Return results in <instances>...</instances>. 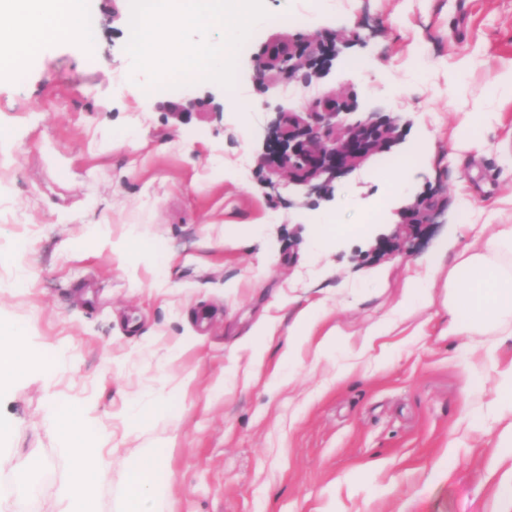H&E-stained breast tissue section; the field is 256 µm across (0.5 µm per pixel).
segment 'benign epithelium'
I'll return each instance as SVG.
<instances>
[{"label":"benign epithelium","instance_id":"1","mask_svg":"<svg viewBox=\"0 0 512 512\" xmlns=\"http://www.w3.org/2000/svg\"><path fill=\"white\" fill-rule=\"evenodd\" d=\"M304 51L302 45L277 44L267 48L254 58L257 77L262 79L268 71L279 68L290 77L308 81L309 73L301 69L315 68V60L310 58L305 65L292 63ZM337 115L334 102L305 113H277L267 128L266 151L260 162L274 171L288 173L307 188L308 195L318 200L332 199L338 176L402 138L398 119L386 112H371L366 119L348 126L336 122ZM436 209L437 200L431 198L425 207L402 213V221L395 229H370L375 242L373 251L391 252L402 240L421 234L430 220V213Z\"/></svg>","mask_w":512,"mask_h":512}]
</instances>
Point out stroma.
<instances>
[{
	"label": "stroma",
	"instance_id": "1",
	"mask_svg": "<svg viewBox=\"0 0 512 512\" xmlns=\"http://www.w3.org/2000/svg\"><path fill=\"white\" fill-rule=\"evenodd\" d=\"M264 3L230 89L142 93L125 51L130 0H85L93 52L53 41L24 61V81L0 77V325L23 329L31 358L0 385L7 512H63L77 425L110 460L94 512H120L146 448L172 476L166 512H512L498 494L512 439L496 419L512 334L449 335L447 286L461 250L512 224V0ZM301 13L305 25L279 21ZM315 35L336 55L309 82L255 80L264 45ZM185 97L200 111L181 123L166 106ZM329 99L356 101L344 124L399 117L403 138L325 203L258 159L276 113ZM414 152L393 176L390 162ZM430 192L433 224L370 255L368 210L393 224V207ZM437 255L432 303L401 307ZM314 303L345 343L284 360ZM263 322L274 338L257 368ZM382 322L384 350L361 353ZM155 406L163 420L131 425V408Z\"/></svg>",
	"mask_w": 512,
	"mask_h": 512
}]
</instances>
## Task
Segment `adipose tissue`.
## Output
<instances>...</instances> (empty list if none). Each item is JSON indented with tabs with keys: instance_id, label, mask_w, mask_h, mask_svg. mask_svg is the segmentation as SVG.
Here are the masks:
<instances>
[{
	"instance_id": "ef3b65f1",
	"label": "adipose tissue",
	"mask_w": 512,
	"mask_h": 512,
	"mask_svg": "<svg viewBox=\"0 0 512 512\" xmlns=\"http://www.w3.org/2000/svg\"><path fill=\"white\" fill-rule=\"evenodd\" d=\"M0 71L12 70L49 40L77 41L93 50V28L83 0H0ZM512 254V224L498 225L495 232L475 240L448 270V305L452 313L449 335L471 326H504L512 321V265L502 264ZM72 471L66 489L68 503L77 512H89L93 478L103 474L108 462L77 441L69 450ZM169 488L162 453L142 455L131 477L126 512H161Z\"/></svg>"
}]
</instances>
